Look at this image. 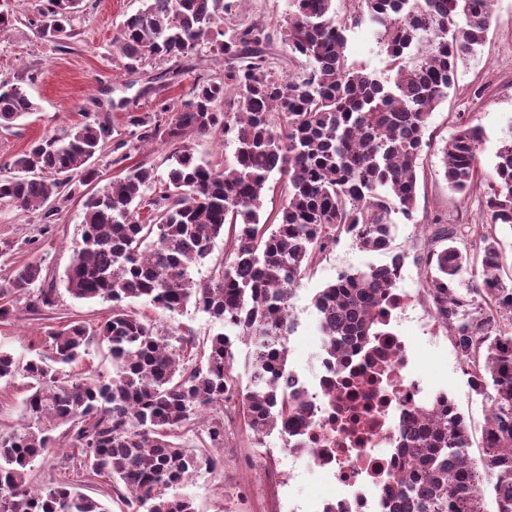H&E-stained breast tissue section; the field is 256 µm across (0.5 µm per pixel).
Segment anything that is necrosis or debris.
<instances>
[{
	"label": "necrosis or debris",
	"instance_id": "1",
	"mask_svg": "<svg viewBox=\"0 0 512 512\" xmlns=\"http://www.w3.org/2000/svg\"><path fill=\"white\" fill-rule=\"evenodd\" d=\"M377 319L374 336L345 340L342 360L325 353L313 376L295 366L283 375L286 394L307 396L287 455L307 459L331 487L303 501L304 512H392L397 502L393 470L415 409L431 396L416 365L418 343L436 341L448 326L429 297L399 287L387 289ZM411 322L420 337L405 332Z\"/></svg>",
	"mask_w": 512,
	"mask_h": 512
}]
</instances>
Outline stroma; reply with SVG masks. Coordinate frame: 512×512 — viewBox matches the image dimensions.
<instances>
[{
    "label": "stroma",
    "instance_id": "35a3bbf8",
    "mask_svg": "<svg viewBox=\"0 0 512 512\" xmlns=\"http://www.w3.org/2000/svg\"><path fill=\"white\" fill-rule=\"evenodd\" d=\"M230 2L228 18L235 24L257 22L272 29L288 15V0ZM46 4L47 0H0V10L13 16L12 29L0 41V81L22 86L37 105L35 112L15 125L0 128V177L8 176L14 157L32 142L62 136L86 119L108 121L112 141L124 139L128 127L121 101H132L136 112L152 113L160 100L187 91L192 72L212 77L224 72V60L205 48L188 61V74L177 78L172 75L176 63L153 58L142 59L136 71H129L113 40L124 15L135 11L140 0H82L71 22L72 36L61 43L47 41L34 24L39 9ZM347 57L349 62L376 74L389 67L386 54L366 23L349 31ZM465 115L472 116L482 128L479 159L483 174H492L501 142L512 133V0H495L493 25L485 43L475 57L459 63L454 88L430 117L428 145L417 171L413 222L398 221L390 252L364 251L343 238L306 269L290 298L298 318L289 340L291 364L305 370L316 366L318 316L313 299L335 280L339 270H365L386 264L394 251L428 252L439 224L454 227L457 246L469 251L474 250L481 235L495 233L505 253L502 276L512 277V228L490 223L483 189L466 196L455 194L443 176L442 149ZM83 202V197L76 195L57 203L49 217L40 209L29 213L0 209V244H13L11 259L15 262L43 258L57 290L55 307L38 312L22 308L15 318L0 322V348L21 360L36 356L48 329L72 319L95 325L110 315V303L75 299L62 282L65 269L75 258ZM133 308L151 318L159 331L193 336L198 354L203 351V339L218 329L208 315L191 306L171 316L141 301ZM420 362L430 386L446 391L454 400L469 429L470 452L479 455L486 408L457 368L451 343L441 340L425 347ZM24 396V378L0 382V432L26 427ZM221 455L223 466L196 474L182 489L183 494L192 497L196 512H266L263 497L247 483L260 457L244 426H236L233 434L225 436ZM30 480L42 488L71 483L89 495L105 498L110 512H127L124 503L112 498L108 481L88 475L76 453L66 445L59 448L54 459L34 463Z\"/></svg>",
    "mask_w": 512,
    "mask_h": 512
}]
</instances>
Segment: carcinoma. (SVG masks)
Returning <instances> with one entry per match:
<instances>
[{"instance_id": "1", "label": "carcinoma", "mask_w": 512, "mask_h": 512, "mask_svg": "<svg viewBox=\"0 0 512 512\" xmlns=\"http://www.w3.org/2000/svg\"><path fill=\"white\" fill-rule=\"evenodd\" d=\"M115 38L136 63L146 56L181 61L203 47L228 61L220 78L194 77L188 92L159 103L161 117L128 116L136 150L158 141L173 146L167 178L152 168L112 164L123 174L84 203L76 257L66 291L76 299L112 302V314L93 327L73 319L47 332L46 353L25 362L0 349V381L27 379L23 414L29 425L0 433V512H109L69 484L31 487L37 460L55 456L62 427L93 474L112 481L127 506L144 512H196L186 496L168 490L222 464L224 403L233 401L253 438L290 426L306 407L285 395L278 376L288 366V300L306 268L345 235L358 247L389 250L397 220H412L417 168L429 118L455 86L458 62L475 56L492 26L494 0H355L357 20H369L391 73H366L348 63L347 23L334 0H290L276 28L288 56L310 68L279 75L267 66L263 25L224 22V0H141ZM81 0H50L35 21L51 42L70 37ZM36 110L22 87L0 84V127ZM191 134L235 146L233 163L218 167L195 156ZM112 129L85 121L62 138L35 141L15 156L12 176L0 179V208L33 211L71 197L97 181L93 158ZM480 126L467 122L442 148L448 189L465 194L479 176ZM288 194L273 221L262 218L263 190L273 173ZM490 223L512 229V133L497 152L487 180ZM149 213L138 218L140 211ZM228 234V252L206 282L194 268L215 240ZM448 245L431 250L429 292L449 322L462 362L477 371L476 395L488 406L484 452L471 456L463 415L439 396L416 410L402 466L395 475L397 512H512V283L500 274V239L485 234L477 261ZM482 284L475 287L476 276ZM391 286L384 269L344 271L313 303L331 356L348 336H372L373 309ZM53 307L56 288L42 261L9 265L0 279V320L12 305ZM142 300L179 313L188 306L219 322L200 358L181 355L186 340L158 335L130 308ZM250 344L247 384L234 374L237 343ZM107 349L112 373L65 371L91 342ZM195 424L204 447L177 442Z\"/></svg>"}]
</instances>
